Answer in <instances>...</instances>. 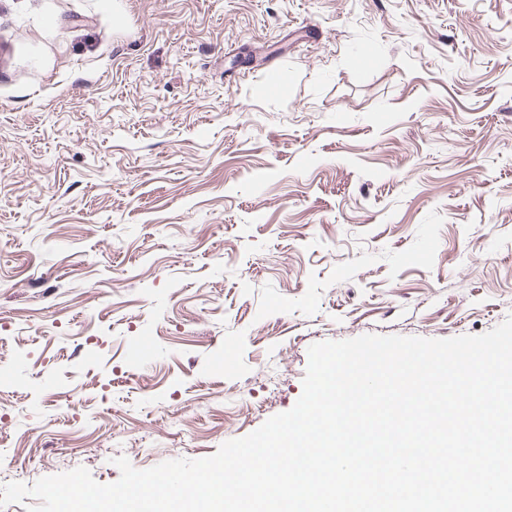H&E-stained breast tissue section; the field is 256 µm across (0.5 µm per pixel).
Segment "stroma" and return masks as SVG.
I'll return each instance as SVG.
<instances>
[{"instance_id": "stroma-1", "label": "stroma", "mask_w": 512, "mask_h": 512, "mask_svg": "<svg viewBox=\"0 0 512 512\" xmlns=\"http://www.w3.org/2000/svg\"><path fill=\"white\" fill-rule=\"evenodd\" d=\"M511 316L512 0H0V486Z\"/></svg>"}]
</instances>
